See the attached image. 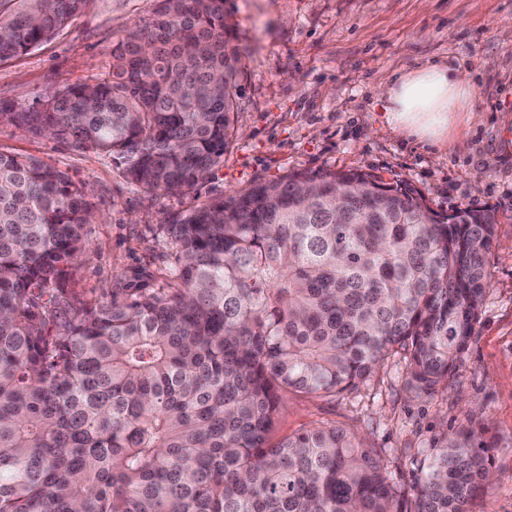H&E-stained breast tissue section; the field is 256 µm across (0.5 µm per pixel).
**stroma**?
Instances as JSON below:
<instances>
[{
    "instance_id": "1",
    "label": "stroma",
    "mask_w": 512,
    "mask_h": 512,
    "mask_svg": "<svg viewBox=\"0 0 512 512\" xmlns=\"http://www.w3.org/2000/svg\"><path fill=\"white\" fill-rule=\"evenodd\" d=\"M241 74L236 134L196 194L230 195L296 171L358 169L419 191L436 212L472 207L498 217L490 285L469 349L433 394L406 386L391 358L370 381L334 397L288 393L272 441L334 426L374 451L412 498L443 438L488 428L494 477L473 512H512V0H227ZM153 0H87L50 40L0 61V104L35 105L54 89L89 83L113 43L151 16ZM449 60L474 87L481 114L458 144L433 148L389 127L377 84L405 68ZM0 153L30 157L87 183L94 220L69 290L93 305L113 293L166 287L175 248L161 226L192 195L131 183L112 156L0 124Z\"/></svg>"
}]
</instances>
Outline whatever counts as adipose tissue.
<instances>
[{
    "label": "adipose tissue",
    "instance_id": "1",
    "mask_svg": "<svg viewBox=\"0 0 512 512\" xmlns=\"http://www.w3.org/2000/svg\"><path fill=\"white\" fill-rule=\"evenodd\" d=\"M378 97L390 127L414 142L435 147L448 142L454 117L469 124L479 118L470 107V81L449 63L401 70L380 82Z\"/></svg>",
    "mask_w": 512,
    "mask_h": 512
}]
</instances>
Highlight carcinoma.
Listing matches in <instances>:
<instances>
[{"mask_svg": "<svg viewBox=\"0 0 512 512\" xmlns=\"http://www.w3.org/2000/svg\"><path fill=\"white\" fill-rule=\"evenodd\" d=\"M86 0H0V61ZM226 0H154L92 83L0 123L112 156L144 189L184 192L224 163L240 51ZM87 187L0 154V512H472L488 430L447 437L406 501L334 427L269 445L289 392L336 395L391 357L410 388L448 381L483 307L497 218L439 219L359 170L296 172L194 197L162 225L172 285L82 307Z\"/></svg>", "mask_w": 512, "mask_h": 512, "instance_id": "carcinoma-1", "label": "carcinoma"}]
</instances>
